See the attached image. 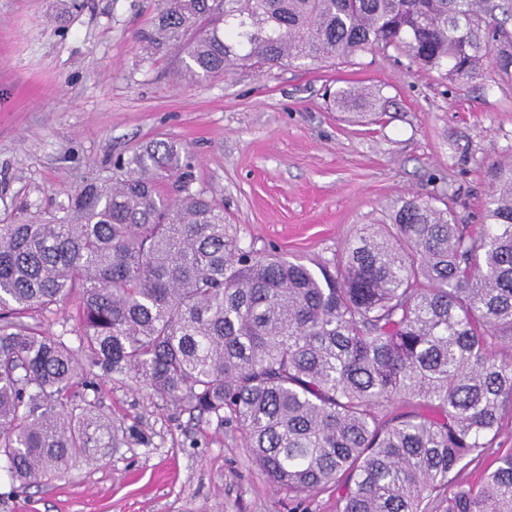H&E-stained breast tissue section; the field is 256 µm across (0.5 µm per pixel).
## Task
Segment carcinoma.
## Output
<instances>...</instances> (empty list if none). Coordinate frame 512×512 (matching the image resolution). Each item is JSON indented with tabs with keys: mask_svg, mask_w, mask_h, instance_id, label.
I'll return each mask as SVG.
<instances>
[{
	"mask_svg": "<svg viewBox=\"0 0 512 512\" xmlns=\"http://www.w3.org/2000/svg\"><path fill=\"white\" fill-rule=\"evenodd\" d=\"M496 0H160L181 75L308 66L392 48L451 83L495 57ZM497 54H492V51ZM65 218L0 224V467L27 485L112 447L102 379L242 429L252 463L338 512H512V450L460 480L512 404V161L487 167L478 233L454 197L404 199L312 268L240 246L190 188L191 156L156 140ZM179 187L168 197L162 187ZM77 295L75 341L28 323ZM415 410L387 417L384 403Z\"/></svg>",
	"mask_w": 512,
	"mask_h": 512,
	"instance_id": "carcinoma-1",
	"label": "carcinoma"
}]
</instances>
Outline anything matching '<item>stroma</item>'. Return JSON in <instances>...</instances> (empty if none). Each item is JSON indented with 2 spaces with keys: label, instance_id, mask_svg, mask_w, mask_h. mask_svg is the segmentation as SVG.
Returning a JSON list of instances; mask_svg holds the SVG:
<instances>
[{
  "label": "stroma",
  "instance_id": "35a3bbf8",
  "mask_svg": "<svg viewBox=\"0 0 512 512\" xmlns=\"http://www.w3.org/2000/svg\"><path fill=\"white\" fill-rule=\"evenodd\" d=\"M157 16V0H0V221L63 216L71 194L111 183L117 157L167 140L245 247L327 261L396 199L446 191L478 230L485 171L512 160V75L490 62L453 85L377 49L192 83L148 46ZM339 88L378 104L339 107L325 96ZM99 398L111 447L24 488L1 470L0 512H336L331 490H276L232 418L119 382Z\"/></svg>",
  "mask_w": 512,
  "mask_h": 512
}]
</instances>
